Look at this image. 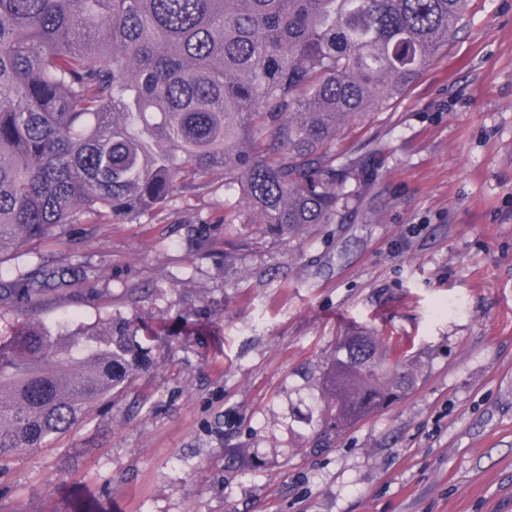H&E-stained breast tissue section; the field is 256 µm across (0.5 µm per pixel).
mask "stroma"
I'll return each instance as SVG.
<instances>
[{
	"label": "stroma",
	"mask_w": 512,
	"mask_h": 512,
	"mask_svg": "<svg viewBox=\"0 0 512 512\" xmlns=\"http://www.w3.org/2000/svg\"><path fill=\"white\" fill-rule=\"evenodd\" d=\"M336 151L366 171L342 223H225L218 178L0 264L3 284L68 268L75 286L28 318L128 320L150 358L72 430L0 460V512H512V0H469ZM355 332L424 370L337 433L322 383Z\"/></svg>",
	"instance_id": "35a3bbf8"
}]
</instances>
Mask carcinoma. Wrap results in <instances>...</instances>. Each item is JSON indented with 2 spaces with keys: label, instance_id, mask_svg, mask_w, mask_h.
<instances>
[{
  "label": "carcinoma",
  "instance_id": "obj_1",
  "mask_svg": "<svg viewBox=\"0 0 512 512\" xmlns=\"http://www.w3.org/2000/svg\"><path fill=\"white\" fill-rule=\"evenodd\" d=\"M466 0H0V257L67 224L133 221L224 178V223L336 224L363 171L343 130L401 97ZM64 273L0 289L23 312ZM148 367L110 318L0 339V459L40 448ZM423 370L350 337L323 381L343 429Z\"/></svg>",
  "mask_w": 512,
  "mask_h": 512
}]
</instances>
